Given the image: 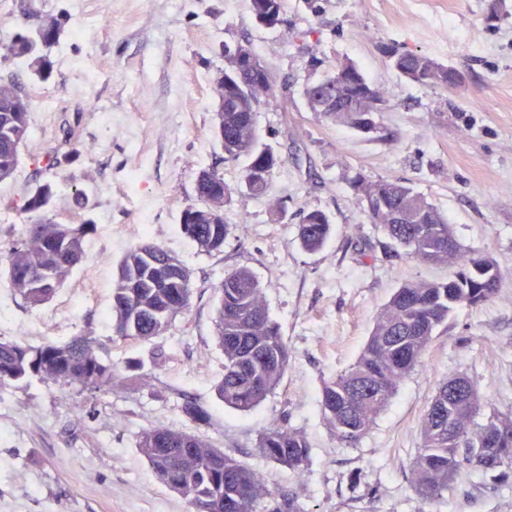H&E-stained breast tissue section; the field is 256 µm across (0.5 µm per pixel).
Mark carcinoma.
Masks as SVG:
<instances>
[{
  "mask_svg": "<svg viewBox=\"0 0 512 512\" xmlns=\"http://www.w3.org/2000/svg\"><path fill=\"white\" fill-rule=\"evenodd\" d=\"M284 0H250L256 18L280 17ZM14 59L33 79L46 81L51 62L39 46L35 31L16 34ZM255 58V68L233 75L224 84V99L239 110L215 113L216 137L224 146V161L248 160L242 180L255 195L266 193L269 180H256L254 172L271 171L278 164L260 141L255 113L261 93L269 90L273 76L267 62L250 46L224 45ZM391 68L421 87L459 88L448 66L431 57L384 48ZM311 111L325 117L341 115L354 129L370 124V117L386 107L380 89L353 62L339 63L332 73L304 87ZM31 101H23L13 79L0 78V183L11 178L29 131ZM352 187L360 196L370 221L382 226L388 237L411 258L427 264H447L453 274L442 281H407L400 285L376 318L359 358L346 372L325 384L321 407L336 435L357 442L387 406L404 378L417 366L433 333L459 306L490 301L498 292L501 274L487 257L448 246V218L424 196L400 181H368L359 176ZM226 190L224 176L202 170L196 180L195 223L180 225L182 233L204 252L219 251L230 233L224 214L208 207ZM54 196L45 183L31 190L22 205L30 215L23 238L8 250L7 276L12 290L31 305H41L62 286L73 267L85 256L84 242L90 224H58L49 214ZM331 232L325 213L303 214L299 239L307 251L319 250ZM173 256L163 247L142 240L120 260L112 288V330L122 339L149 340L160 335L177 316L187 312L192 286L185 267L170 265ZM217 335L224 350V377L216 387L225 406L241 412L257 407L281 382L290 352L278 326L270 318L256 277L238 269L224 277L220 288ZM37 377L67 388L109 391L115 367L99 353L90 336H74L65 343L47 341L34 347L20 340L0 341V386ZM478 403L448 394L443 383L423 417V448L413 467V483L425 500H433L466 464L484 473L512 477V462L487 466L473 449L491 435L504 438L512 449V417H493L473 426ZM181 412L195 422L209 423L207 408L185 402ZM141 454L154 474L180 493L193 512H304L297 497L268 489L259 471L224 455L202 438L171 428L144 433L138 441ZM259 454L297 473L309 463L306 437L293 429L273 425L257 445Z\"/></svg>",
  "mask_w": 512,
  "mask_h": 512,
  "instance_id": "obj_1",
  "label": "carcinoma"
}]
</instances>
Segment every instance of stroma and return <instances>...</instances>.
Masks as SVG:
<instances>
[{
	"label": "stroma",
	"mask_w": 512,
	"mask_h": 512,
	"mask_svg": "<svg viewBox=\"0 0 512 512\" xmlns=\"http://www.w3.org/2000/svg\"><path fill=\"white\" fill-rule=\"evenodd\" d=\"M494 0H285L284 23L259 25L249 0H33L68 20L49 57L47 81L0 58L33 103L30 131L12 179L0 183V341L37 346L95 337L117 367L111 392L61 389L31 379L0 387V512H189L138 449L144 432L197 434L257 469L275 492L296 493L305 512H512V480L462 466L446 491L426 502L412 481L423 445L422 417L439 386L462 375L477 394L475 424L512 416V0L498 26ZM303 41L292 43L291 33ZM247 43L287 95L262 100L261 139L279 157L262 196L224 160L214 135L213 80L223 47ZM398 44L463 73L458 90L410 84L382 48ZM355 62L387 101L378 140L311 112L307 82L336 63ZM69 155L49 167V154ZM215 168L232 190L231 231L205 253L180 231L201 170ZM397 180L448 219L462 250L490 257L497 295L460 306L438 328L422 362L356 443L338 439L320 408L322 389L358 358L376 317L409 280H443L453 269L409 259L370 223L349 181ZM53 182L52 216L91 224L85 261L38 306L7 280L8 248L28 222L24 197ZM326 213L331 234L302 248V213ZM151 240L191 274L189 311L148 341L114 336L113 280L123 254ZM257 277L290 359L280 385L254 410L219 402L224 374L217 336L219 288L227 273ZM162 362H155L157 352ZM206 405L200 426L179 410ZM303 433V474L260 457L273 425Z\"/></svg>",
	"instance_id": "1"
}]
</instances>
